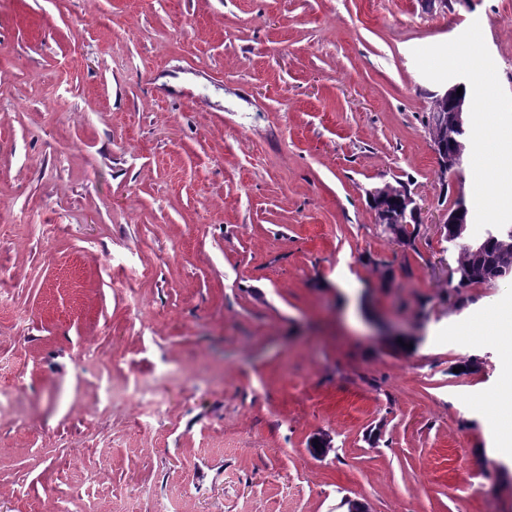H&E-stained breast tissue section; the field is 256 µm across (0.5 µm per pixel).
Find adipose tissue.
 <instances>
[{
    "instance_id": "1",
    "label": "adipose tissue",
    "mask_w": 512,
    "mask_h": 512,
    "mask_svg": "<svg viewBox=\"0 0 512 512\" xmlns=\"http://www.w3.org/2000/svg\"><path fill=\"white\" fill-rule=\"evenodd\" d=\"M490 141L498 143L497 153L487 152ZM470 145L474 164L469 180L478 205L501 201L503 191L512 190V116L489 115L473 129Z\"/></svg>"
}]
</instances>
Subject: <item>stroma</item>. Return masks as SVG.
<instances>
[{
  "label": "stroma",
  "mask_w": 512,
  "mask_h": 512,
  "mask_svg": "<svg viewBox=\"0 0 512 512\" xmlns=\"http://www.w3.org/2000/svg\"><path fill=\"white\" fill-rule=\"evenodd\" d=\"M474 43L512 114V0H0V512H512L427 127ZM388 186L391 191V197L388 200L389 208L385 212L376 211L378 224H382L385 230H387L393 238H396L398 243L409 246L417 229V224H419V220L417 222L411 220V224H391V219L395 213L398 212L404 195L408 193V188L402 184H399L398 187L392 185ZM410 226L413 227L412 231L409 228Z\"/></svg>",
  "instance_id": "35a3bbf8"
}]
</instances>
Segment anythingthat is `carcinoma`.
Returning <instances> with one entry per match:
<instances>
[{"label": "carcinoma", "instance_id": "cac0c4a2", "mask_svg": "<svg viewBox=\"0 0 512 512\" xmlns=\"http://www.w3.org/2000/svg\"><path fill=\"white\" fill-rule=\"evenodd\" d=\"M463 100L466 106L471 105L468 87L462 88V93H457L454 87H448V94L439 93L434 96L433 108L428 124L434 148L446 151L455 147L456 142H468L470 129L459 132L450 126V112L454 111L455 102ZM391 197L388 200V209L384 212H376L378 223L382 224L397 242L408 246L415 234L413 228L417 222L411 224H393L392 217L398 212L403 197L408 193L404 185L390 187ZM461 261L457 269L459 275L457 287L464 288L477 284H490L492 277L497 274H509L512 276V234H501L497 227L488 229L479 245L475 249L462 248L460 250Z\"/></svg>", "mask_w": 512, "mask_h": 512}]
</instances>
